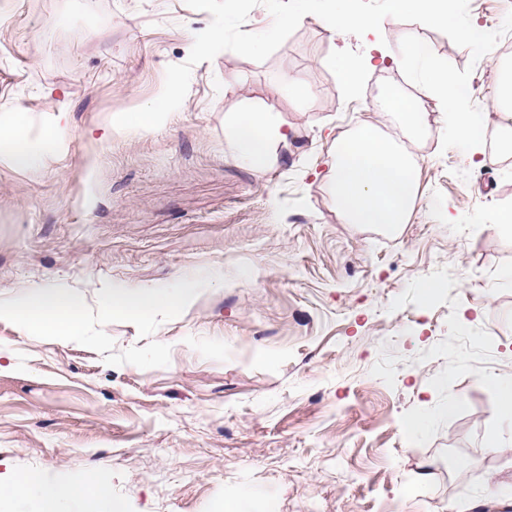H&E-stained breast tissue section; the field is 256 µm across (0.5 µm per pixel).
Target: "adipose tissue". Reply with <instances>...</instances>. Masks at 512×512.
I'll list each match as a JSON object with an SVG mask.
<instances>
[{
    "mask_svg": "<svg viewBox=\"0 0 512 512\" xmlns=\"http://www.w3.org/2000/svg\"><path fill=\"white\" fill-rule=\"evenodd\" d=\"M27 116L13 109L0 118V163L18 168L41 165L48 158L67 154L68 141L54 130L15 148ZM224 138L238 157L263 172L272 164L278 146L287 145L289 134L272 113L253 109L224 120ZM416 162L396 141L380 134L375 126L362 125L334 154L330 193L338 211L352 224L394 229L405 222L416 198ZM193 288H113L101 298L104 315L141 314L157 309L175 310L192 296ZM77 298L67 288H34L16 306H0V316L23 322L42 336L71 338L84 333L77 317ZM25 492L37 499L36 512H120L103 491L82 484L44 487L36 477L13 485H0V500Z\"/></svg>",
    "mask_w": 512,
    "mask_h": 512,
    "instance_id": "ef3b65f1",
    "label": "adipose tissue"
}]
</instances>
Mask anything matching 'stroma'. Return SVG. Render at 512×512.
<instances>
[{"mask_svg":"<svg viewBox=\"0 0 512 512\" xmlns=\"http://www.w3.org/2000/svg\"><path fill=\"white\" fill-rule=\"evenodd\" d=\"M210 22L184 0H0V104L31 137L65 108L53 126L71 143L46 169L0 164V305L70 288L87 327L0 319V482L92 477L122 512H512V425L490 384L512 378V230L495 225L512 208L497 93L512 34L475 61L415 22L358 37L311 15L265 61L195 65L157 130L97 144ZM407 35L471 68L487 144L442 149L438 100L380 54ZM344 60L362 74L351 93ZM388 91L420 98L423 129L379 110ZM248 109L294 130L263 172L224 138L225 113ZM364 123L417 161L394 231L346 223L328 190L336 144ZM186 282L178 310L101 315L105 288Z\"/></svg>","mask_w":512,"mask_h":512,"instance_id":"stroma-1","label":"stroma"}]
</instances>
